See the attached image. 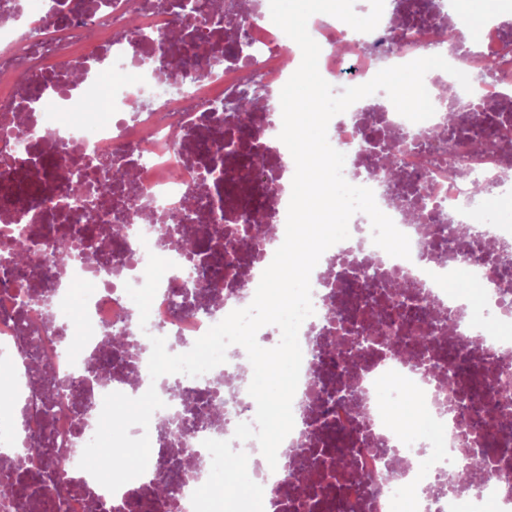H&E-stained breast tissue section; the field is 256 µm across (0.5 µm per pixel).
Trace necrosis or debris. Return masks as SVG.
Returning <instances> with one entry per match:
<instances>
[{
    "label": "necrosis or debris",
    "instance_id": "4bbe7bcc",
    "mask_svg": "<svg viewBox=\"0 0 512 512\" xmlns=\"http://www.w3.org/2000/svg\"><path fill=\"white\" fill-rule=\"evenodd\" d=\"M179 0H0V359L12 380L0 386V479L20 488L0 512H37L27 485L29 443L45 442L56 468L43 480L54 512H131L144 485L163 481L151 512H225L213 477L227 464H250L245 512H512V194L500 178L512 171V16L493 15L472 32L454 0H385L378 27L351 34L332 19L310 18L320 46L319 72L335 92L370 81L381 69L442 55L466 73L470 89L442 70L424 83L434 115L413 123L385 92L361 99L328 125L332 147L346 156L344 176L372 189L378 207L410 239L411 256L388 255L372 241L367 215L354 214L350 243L326 250L310 276L313 315L299 329L303 359L292 402L294 427L269 467L256 440L238 441L253 422L245 349L230 346L225 363L198 377L151 379V337L168 352L189 351L231 311L250 305L263 271L285 238L289 201L282 179L289 150L278 138L280 107L237 122L226 103L252 72L267 93H280L299 67V46L273 23L269 0H249L235 26L238 0L180 16ZM456 28L460 41L448 39ZM240 32L244 58L173 70L177 33L201 49ZM108 85L101 122L90 100ZM142 111H132L133 103ZM109 159L129 167L132 192L82 209L66 181L97 176ZM421 203L426 223L409 211ZM190 214L201 238L227 246L223 270L208 259L189 271L176 247L158 236L169 211ZM253 210L265 233L245 223ZM120 234H109L112 225ZM33 242L17 277L6 257L14 233ZM69 243L66 262L55 242ZM173 261L141 322L126 285L141 286L144 259ZM402 272L408 286L392 295L365 271ZM200 278L201 305H177L175 281ZM93 291L75 302L72 291ZM460 283L475 284L471 299ZM415 313L392 314L382 337L363 343L389 301ZM122 337L104 352L101 338ZM344 338L345 354L332 343ZM137 346L128 357V346ZM483 370L490 412L474 424L471 373ZM155 388L165 406L148 428L144 474L109 492L80 469L103 399ZM422 406L427 431L408 435L402 411ZM480 460L477 481L449 474Z\"/></svg>",
    "mask_w": 512,
    "mask_h": 512
}]
</instances>
